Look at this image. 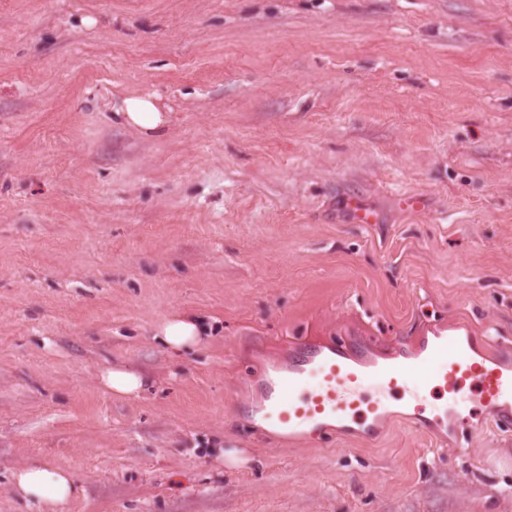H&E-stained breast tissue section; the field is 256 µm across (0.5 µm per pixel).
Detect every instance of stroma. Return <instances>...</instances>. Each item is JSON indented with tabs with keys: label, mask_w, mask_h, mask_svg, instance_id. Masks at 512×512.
Listing matches in <instances>:
<instances>
[{
	"label": "stroma",
	"mask_w": 512,
	"mask_h": 512,
	"mask_svg": "<svg viewBox=\"0 0 512 512\" xmlns=\"http://www.w3.org/2000/svg\"><path fill=\"white\" fill-rule=\"evenodd\" d=\"M140 93L165 136L113 122ZM171 312L200 349L153 340ZM438 333L512 348V0H0V512H50L11 491L29 462L74 474L58 512H512L490 414H250L285 341ZM100 380L114 396L123 398H138L150 384L143 373L123 367L103 369L100 373Z\"/></svg>",
	"instance_id": "stroma-1"
}]
</instances>
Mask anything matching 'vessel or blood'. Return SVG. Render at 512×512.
<instances>
[{"label":"vessel or blood","instance_id":"obj_1","mask_svg":"<svg viewBox=\"0 0 512 512\" xmlns=\"http://www.w3.org/2000/svg\"><path fill=\"white\" fill-rule=\"evenodd\" d=\"M432 388L448 395V413L473 407L491 414L496 424L512 427V359L488 358L475 336H439L416 350L396 354L377 366L351 353L347 343L307 347L277 380L266 382L261 419L292 437L338 432L376 437L387 411V397L401 392L425 429L442 417H422L421 392Z\"/></svg>","mask_w":512,"mask_h":512}]
</instances>
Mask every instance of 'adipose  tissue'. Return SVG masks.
<instances>
[{
    "instance_id": "obj_1",
    "label": "adipose tissue",
    "mask_w": 512,
    "mask_h": 512,
    "mask_svg": "<svg viewBox=\"0 0 512 512\" xmlns=\"http://www.w3.org/2000/svg\"><path fill=\"white\" fill-rule=\"evenodd\" d=\"M112 112L117 122L146 137H162L170 124L169 113L154 94L123 96L113 103ZM205 333L201 319L180 312L163 317L154 327L155 339L175 351L198 347ZM74 491L72 475L58 468L34 463L12 473V492L27 503L55 507L68 501Z\"/></svg>"
}]
</instances>
